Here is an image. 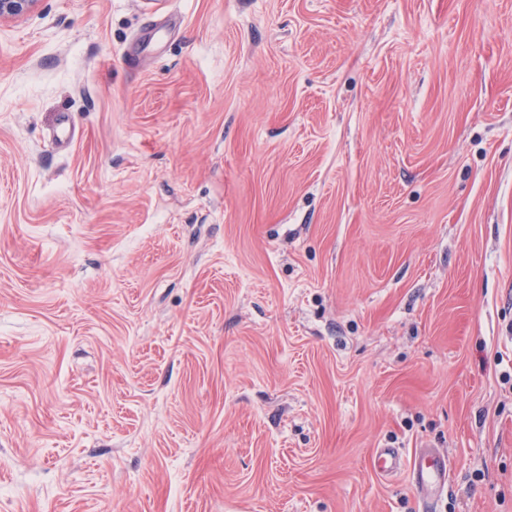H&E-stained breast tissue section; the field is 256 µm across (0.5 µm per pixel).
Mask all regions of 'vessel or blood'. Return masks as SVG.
<instances>
[{"instance_id": "b4317fda", "label": "vessel or blood", "mask_w": 512, "mask_h": 512, "mask_svg": "<svg viewBox=\"0 0 512 512\" xmlns=\"http://www.w3.org/2000/svg\"><path fill=\"white\" fill-rule=\"evenodd\" d=\"M409 466L411 479L425 508H432L435 499L448 485V459L446 455L423 448L417 451L410 463H403L397 449H378L373 458L375 471L382 476L397 473L401 466Z\"/></svg>"}]
</instances>
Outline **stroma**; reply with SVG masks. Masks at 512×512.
<instances>
[{
  "mask_svg": "<svg viewBox=\"0 0 512 512\" xmlns=\"http://www.w3.org/2000/svg\"><path fill=\"white\" fill-rule=\"evenodd\" d=\"M379 448L512 512V0L0 20V512H421ZM402 457L396 448H379L373 458L375 471L382 476H391L401 468Z\"/></svg>",
  "mask_w": 512,
  "mask_h": 512,
  "instance_id": "stroma-1",
  "label": "stroma"
}]
</instances>
